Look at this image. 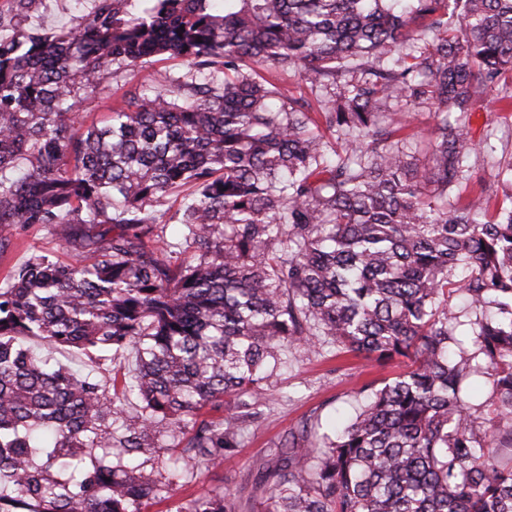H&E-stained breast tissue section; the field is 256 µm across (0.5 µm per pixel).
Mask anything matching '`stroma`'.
Returning a JSON list of instances; mask_svg holds the SVG:
<instances>
[{"mask_svg":"<svg viewBox=\"0 0 512 512\" xmlns=\"http://www.w3.org/2000/svg\"><path fill=\"white\" fill-rule=\"evenodd\" d=\"M98 0H30L24 12H16L8 0H0V34L20 36L32 28L44 33H59L74 27L80 17L93 9ZM186 70L181 60L153 61L132 70L113 72L108 87H97L81 106L86 122H102L113 101L131 89L154 85L158 73L178 75ZM470 135L477 146L469 160L472 177L457 193L467 198L482 187L496 191L492 209L505 205L499 194L500 174L512 161V107L485 99L474 106L469 116ZM42 251L69 260L71 253L48 231L31 229L0 257V276L20 266L30 252ZM399 361L377 363L353 355H333L321 349L303 357L289 351L288 361L277 372L272 396L258 419L248 423L241 448L225 455L221 466L194 473L180 472L172 463L161 464L164 480L172 484L171 497L152 505L149 512H171L178 504L214 490L230 493L236 512H262V472L273 468L280 455V443L289 433L322 425L345 410H355L363 400V387L378 388L383 381L401 373Z\"/></svg>","mask_w":512,"mask_h":512,"instance_id":"35a3bbf8","label":"stroma"}]
</instances>
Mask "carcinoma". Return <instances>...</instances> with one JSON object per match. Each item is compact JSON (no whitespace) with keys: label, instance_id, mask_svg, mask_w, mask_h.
Instances as JSON below:
<instances>
[{"label":"carcinoma","instance_id":"1","mask_svg":"<svg viewBox=\"0 0 512 512\" xmlns=\"http://www.w3.org/2000/svg\"><path fill=\"white\" fill-rule=\"evenodd\" d=\"M131 6L0 38V227L75 252L33 251L0 285V512H145L170 484L131 459L164 456L161 423L191 432L179 469L219 464L284 351L319 346L410 364L348 422L281 443L264 512H512V206L448 207L476 151L472 105L512 104V0ZM165 58L189 70L77 129L87 89ZM265 70L327 97L340 149ZM403 98L436 107L421 160L405 123L385 122ZM62 348L131 352L137 372L117 364L107 386L57 363ZM226 396L224 417L202 418ZM176 512L234 504L214 490Z\"/></svg>","mask_w":512,"mask_h":512}]
</instances>
